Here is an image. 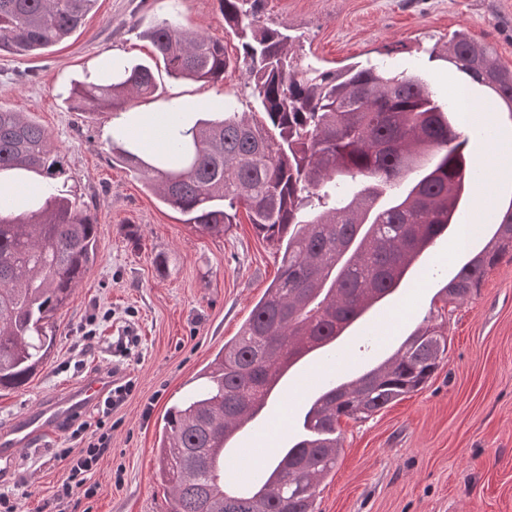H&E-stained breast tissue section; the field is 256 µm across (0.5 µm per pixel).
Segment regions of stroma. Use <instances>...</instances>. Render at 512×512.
<instances>
[{"label": "stroma", "instance_id": "35a3bbf8", "mask_svg": "<svg viewBox=\"0 0 512 512\" xmlns=\"http://www.w3.org/2000/svg\"><path fill=\"white\" fill-rule=\"evenodd\" d=\"M261 23L287 28L306 61L323 68L383 60L394 69L423 73L440 98L460 75L430 58L454 33L486 47L512 70V0H259ZM175 18L219 40L226 55L241 54L224 28L216 0H97L82 27L64 42L28 57L0 55V105L25 113L50 134L67 171L65 194L88 208L96 224L97 257L67 305L55 316V342L46 364L24 386L0 392V428L22 411L46 403L87 375L119 370L133 389L113 408L108 448L84 487L68 499L63 450L79 455L90 432L61 430L45 450H22L0 460V492L16 512H168L156 477V445L172 405L196 391L200 370L236 336L278 274L281 253L259 237L246 212L221 236L185 222L132 171L113 162V126L123 112H88L69 99L73 82L111 55L152 66L158 90L132 110L160 115L168 103L189 118L221 117L225 106H260L241 68L218 83L168 76L146 30ZM476 107L495 112L491 131H478L467 149L478 155L491 137L512 135V111L495 94L470 85ZM492 202L463 211L476 229L468 248L456 232L441 236L390 296L370 308L336 341L347 357L328 364L329 349L289 369L246 434L257 447L291 444L313 392L289 397L307 376L354 378L391 355L427 316L432 299L491 238L494 215L512 204V182L492 186ZM445 361L428 384L372 417L339 424L342 454L322 482L318 512H512V260L490 268L476 294L449 306ZM290 400L287 433L269 426Z\"/></svg>", "mask_w": 512, "mask_h": 512}]
</instances>
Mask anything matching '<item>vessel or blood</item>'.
Segmentation results:
<instances>
[{
	"label": "vessel or blood",
	"mask_w": 512,
	"mask_h": 512,
	"mask_svg": "<svg viewBox=\"0 0 512 512\" xmlns=\"http://www.w3.org/2000/svg\"><path fill=\"white\" fill-rule=\"evenodd\" d=\"M110 386L111 379L107 374L94 373L44 406L21 414L6 431L0 432V457L12 458L19 448L29 446L36 438L55 433L95 405ZM257 463V456L245 453L225 457V468L241 479L240 492L248 494L253 491L254 478L259 473Z\"/></svg>",
	"instance_id": "obj_1"
}]
</instances>
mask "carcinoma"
I'll return each mask as SVG.
<instances>
[{"instance_id": "1", "label": "carcinoma", "mask_w": 512, "mask_h": 512, "mask_svg": "<svg viewBox=\"0 0 512 512\" xmlns=\"http://www.w3.org/2000/svg\"><path fill=\"white\" fill-rule=\"evenodd\" d=\"M96 0H0V53L28 56L69 38ZM224 27L241 40L239 59L224 44L163 19L146 33L166 72L203 83L245 71L261 118L226 112L188 126L169 105L162 140L147 149L131 130L112 140V160L127 166L186 223L223 234L246 210L256 233L283 250L277 278L255 303L238 336L200 370L205 384L164 418L158 476L170 512H316V491L342 452L337 426L362 420L419 391L448 351L442 325L426 318L389 358L317 397L304 415L310 429L267 466L266 484L250 497L224 483L227 432L246 424L273 392L268 378L343 331L398 288L449 225H461L460 203L476 174L468 139L445 116L427 81L382 67L320 69L295 40L259 24L251 0H217ZM442 57L512 108V70L463 33ZM152 68L115 61L100 79L74 83L77 106L125 112L155 95ZM65 174L47 131L0 105V172ZM362 179L356 192L350 183ZM0 190V390L25 385L47 359L52 319L97 255L88 209L49 183L29 209L10 213ZM485 247L443 288L444 302L466 301L488 269L512 256V204Z\"/></svg>"}]
</instances>
